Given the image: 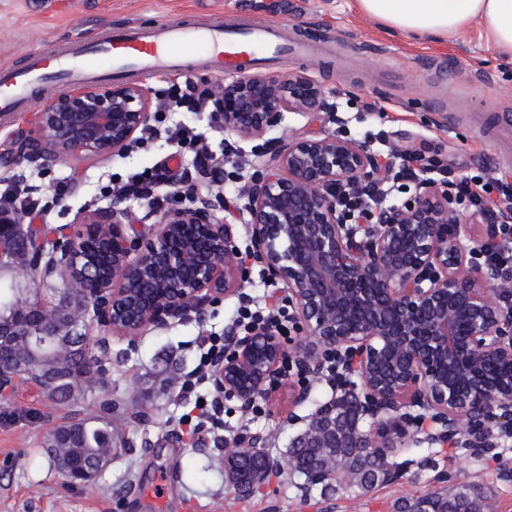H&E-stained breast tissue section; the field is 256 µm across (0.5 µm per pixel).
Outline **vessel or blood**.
<instances>
[{
  "mask_svg": "<svg viewBox=\"0 0 512 512\" xmlns=\"http://www.w3.org/2000/svg\"><path fill=\"white\" fill-rule=\"evenodd\" d=\"M186 43L200 47L211 69L219 74L245 75L262 62L299 50L272 25L227 27L217 22L196 29L161 23L149 30L130 26L98 42L72 45L64 54L55 46H46L23 70L0 67V112L11 114L31 107L32 91L40 83L116 77L136 67L169 70L178 59V47Z\"/></svg>",
  "mask_w": 512,
  "mask_h": 512,
  "instance_id": "obj_1",
  "label": "vessel or blood"
}]
</instances>
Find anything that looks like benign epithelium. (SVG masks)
<instances>
[{
  "mask_svg": "<svg viewBox=\"0 0 512 512\" xmlns=\"http://www.w3.org/2000/svg\"><path fill=\"white\" fill-rule=\"evenodd\" d=\"M204 102L220 127L249 139L264 137L286 112L332 111L324 88L305 75L232 78ZM151 118V99L138 86L67 87L41 109L36 131L18 135L16 154L41 166L62 154L78 161L121 155ZM252 168L238 210L256 264L270 282L287 286L303 321L299 363L316 375L325 358L355 355L365 395L354 419L370 420L369 430L352 435L345 421L329 416L335 407L330 401L310 415L297 439L317 434L328 448H362L383 466L390 449L410 437L406 408L432 414L435 439L457 434L465 419L475 426L492 419L512 433V378L491 383L484 375L489 364L512 366V295L469 262L468 227L447 186L419 178L408 199L383 209L380 223L349 224L336 189L385 176L365 143L333 133L285 134L270 141ZM188 199L164 210L144 239L124 233L122 195L87 214V234L104 235L112 255V262L95 269L83 265L70 240H56L48 250L35 234L24 243L28 259L21 260L19 250L3 242L23 231L21 219L0 216V267L17 278L48 273L92 282L84 293L93 295V316L122 336L200 317L215 300L246 294L237 225L219 219L216 205L197 192ZM158 277L164 294H133L134 280ZM79 334L75 323L60 333L48 310L16 299L13 315L0 319V355L14 360L0 364V395L29 383L55 389L57 368L41 350ZM287 353L272 327H258L216 358L212 379L220 393L246 408ZM233 447L252 449L263 463L236 481L244 495L281 465L257 434L234 440ZM111 455L112 449L101 450L95 466L81 472L83 481L102 471Z\"/></svg>",
  "mask_w": 512,
  "mask_h": 512,
  "instance_id": "obj_1",
  "label": "benign epithelium"
}]
</instances>
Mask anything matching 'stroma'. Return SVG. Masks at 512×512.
<instances>
[{
    "mask_svg": "<svg viewBox=\"0 0 512 512\" xmlns=\"http://www.w3.org/2000/svg\"><path fill=\"white\" fill-rule=\"evenodd\" d=\"M217 18L275 23L315 49L306 57L280 56L258 71L311 77L340 117L288 113L274 135L339 131L374 151L417 149L454 162L456 174L512 182V167L500 162L497 144L478 123L482 116L512 115V63L474 32L448 42L409 40L359 15L355 0H0V65L21 68L46 45L92 43L111 28L181 20L201 25ZM179 56V70L134 71L121 81L147 89L156 106L187 78L223 85L195 45L181 47ZM38 117L32 108L0 124V182L36 186L44 211L27 214L25 222L51 242L73 237L83 213L109 206L106 191L144 169H167L172 186L190 179L204 196L236 200L264 147L263 140L213 127L209 111L156 110L152 123L158 128L192 127L217 154L233 146L222 184L195 163L191 149H175L163 136L139 141L121 156L39 168L12 157L17 132L36 129ZM237 307L236 301H219L202 317L147 328L133 342L111 336L107 389L117 440L107 469L87 483L67 486L43 440L63 422L98 413L95 399L79 393L62 404L34 386L0 397V512H397L422 496L452 495L461 484L480 495L484 512H512V449L496 462L493 449L453 448L417 426L406 447L392 455L391 478L370 490H306L299 477L277 470L254 494H240L224 478L227 443L258 434L272 456H285L309 415L339 390L307 377L310 398L299 404L300 382L281 378L257 396L262 416L228 397L220 424L194 425L188 415L195 397H216L211 380L200 377V340L223 336Z\"/></svg>",
    "mask_w": 512,
    "mask_h": 512,
    "instance_id": "1",
    "label": "stroma"
}]
</instances>
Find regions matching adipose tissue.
<instances>
[{
  "label": "adipose tissue",
  "mask_w": 512,
  "mask_h": 512,
  "mask_svg": "<svg viewBox=\"0 0 512 512\" xmlns=\"http://www.w3.org/2000/svg\"><path fill=\"white\" fill-rule=\"evenodd\" d=\"M360 13L404 35L455 37L470 28L512 60V0H355Z\"/></svg>",
  "instance_id": "ef3b65f1"
}]
</instances>
